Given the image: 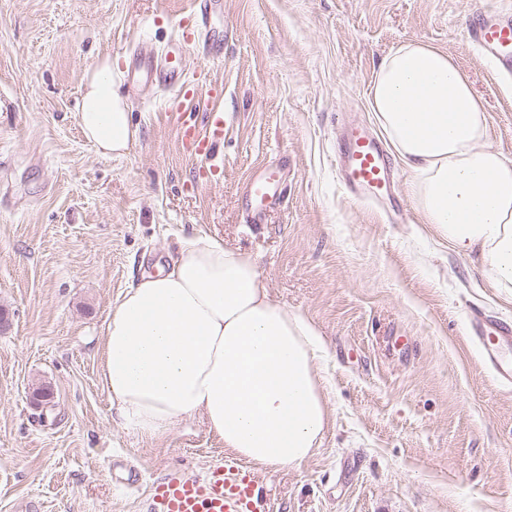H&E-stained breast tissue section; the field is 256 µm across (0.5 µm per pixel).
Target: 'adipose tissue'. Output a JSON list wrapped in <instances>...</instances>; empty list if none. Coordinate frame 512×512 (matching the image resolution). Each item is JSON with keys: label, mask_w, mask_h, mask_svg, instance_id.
<instances>
[{"label": "adipose tissue", "mask_w": 512, "mask_h": 512, "mask_svg": "<svg viewBox=\"0 0 512 512\" xmlns=\"http://www.w3.org/2000/svg\"><path fill=\"white\" fill-rule=\"evenodd\" d=\"M370 104L426 223L512 294V161L486 147L485 111L468 78L447 53L407 42L381 60ZM78 121L106 157L137 140L111 58L87 72ZM318 344L311 321L271 300L255 258L187 238L170 268L143 273L119 295L100 359L126 429L157 439L199 413L239 457L281 469L304 462L329 425Z\"/></svg>", "instance_id": "1"}]
</instances>
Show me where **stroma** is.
Returning <instances> with one entry per match:
<instances>
[{"label":"stroma","instance_id":"stroma-1","mask_svg":"<svg viewBox=\"0 0 512 512\" xmlns=\"http://www.w3.org/2000/svg\"><path fill=\"white\" fill-rule=\"evenodd\" d=\"M197 0H0V512H150L154 481L216 464L253 473L266 512H512V386L467 331L470 309L512 319L488 266L424 223L394 162L404 220L351 200L336 177L342 122L375 137L381 59L418 41L448 53L483 102L487 147L512 160V81L467 39L469 17L512 0H224V40L185 60L193 105L136 93L133 53L191 27ZM139 137L100 156L77 112L103 56ZM226 121L213 163L181 139L212 100ZM288 181L248 224L256 167ZM256 257L271 298L310 318L331 424L300 466L267 470L226 449L202 415L147 440L102 383L99 344L119 293L182 239ZM48 385L40 413L33 391Z\"/></svg>","mask_w":512,"mask_h":512}]
</instances>
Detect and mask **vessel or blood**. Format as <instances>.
<instances>
[{
    "mask_svg": "<svg viewBox=\"0 0 512 512\" xmlns=\"http://www.w3.org/2000/svg\"><path fill=\"white\" fill-rule=\"evenodd\" d=\"M221 0H198L194 24L206 41L218 40L212 19ZM469 38L480 54L502 73L512 74V13L482 17L467 28ZM191 51L187 37L171 40L161 56H140L135 72L142 85L154 83L179 86L184 78L183 60ZM224 138V111L214 107L206 115L204 129L195 133V152L209 160L212 145ZM338 152V176L341 185L353 198L377 201L391 196L395 190L393 174L382 143L365 130L344 127ZM286 175L279 167L257 168L245 180L243 200L248 220L264 223L270 209L276 205ZM468 332L478 341L487 362L499 376L512 381V361L502 354L503 345L512 343V322L486 315L481 309L468 314ZM254 475L237 467L221 465L210 469L206 476L174 473L156 482L152 488L151 512H256Z\"/></svg>",
    "mask_w": 512,
    "mask_h": 512,
    "instance_id": "obj_1",
    "label": "vessel or blood"
}]
</instances>
